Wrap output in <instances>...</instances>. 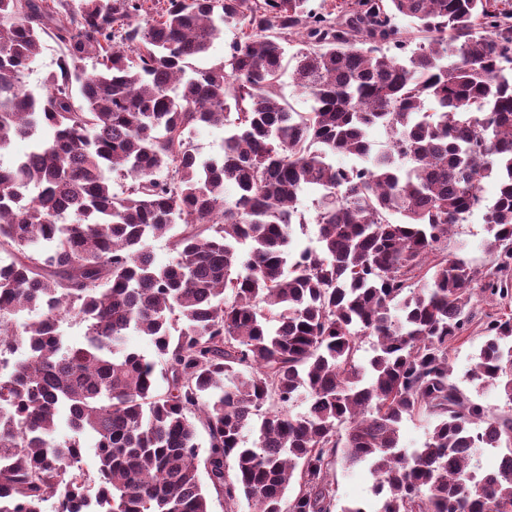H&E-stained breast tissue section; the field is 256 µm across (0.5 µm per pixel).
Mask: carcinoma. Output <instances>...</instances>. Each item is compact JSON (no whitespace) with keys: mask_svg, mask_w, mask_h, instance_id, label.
I'll return each instance as SVG.
<instances>
[{"mask_svg":"<svg viewBox=\"0 0 512 512\" xmlns=\"http://www.w3.org/2000/svg\"><path fill=\"white\" fill-rule=\"evenodd\" d=\"M146 2L0 0V243L24 252L0 264V354L23 351L0 377V512H43L47 495L55 512H210L212 489L231 509L332 512L339 461L368 466L376 497L340 512H512V313L486 323L467 373L504 410L449 365L474 301H512L499 0H162L133 22ZM232 25L224 59L196 66ZM48 38L57 70L35 92ZM288 65L306 112L281 95ZM201 125L225 127L220 153L191 146ZM16 138L29 151L5 164ZM482 207L496 264L478 271L443 243ZM295 224L318 226L316 248L292 250ZM164 236L176 256L158 266ZM65 318L82 344H63ZM131 331L164 358L166 392ZM415 417L432 429L408 450ZM485 448L500 459L482 472ZM58 47L50 39H47L43 53L30 65L26 77L28 88L39 91L47 74L56 68ZM429 427L422 417L406 420L400 430L401 445L406 448L419 447L425 441Z\"/></svg>","mask_w":512,"mask_h":512,"instance_id":"obj_1","label":"carcinoma"}]
</instances>
